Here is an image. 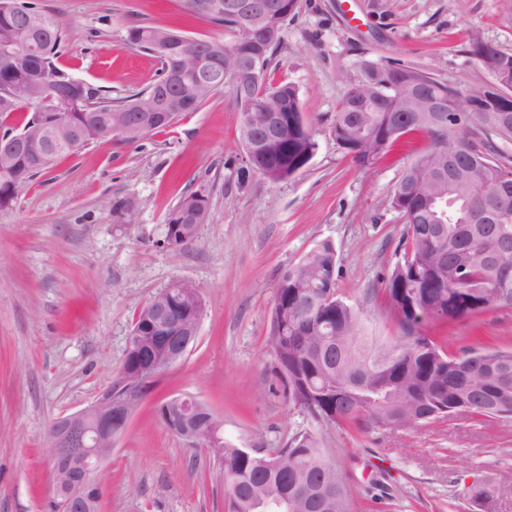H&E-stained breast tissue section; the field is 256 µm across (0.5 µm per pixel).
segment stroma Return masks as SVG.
I'll return each instance as SVG.
<instances>
[{"label": "stroma", "instance_id": "35a3bbf8", "mask_svg": "<svg viewBox=\"0 0 512 512\" xmlns=\"http://www.w3.org/2000/svg\"><path fill=\"white\" fill-rule=\"evenodd\" d=\"M67 39L59 66L112 97L156 80L161 62L129 47L135 25L230 42L223 26L186 16L181 0H34ZM512 53V0H298L269 69L293 84L317 149L280 183L252 173L231 89L135 143L92 144L58 159L0 207V512H42L51 464L47 430L98 397L120 372L140 309L176 282L197 286L195 343L153 383L105 464L101 512H225L220 462L157 420L174 395L206 403L226 441L272 456L310 430L289 404L266 346L279 272L327 240L339 294L375 335L397 334L385 282L402 256L404 220L391 204L405 168L428 144L400 138L357 165L332 122L365 62H399L457 90L490 76L471 36ZM210 201L191 246L164 243L169 212L190 194ZM453 353L482 336L512 348V307L479 319L426 322ZM348 488L349 512H470L484 479L512 512V421L450 419L411 431H321Z\"/></svg>", "mask_w": 512, "mask_h": 512}]
</instances>
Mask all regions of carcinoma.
Segmentation results:
<instances>
[{
  "instance_id": "1",
  "label": "carcinoma",
  "mask_w": 512,
  "mask_h": 512,
  "mask_svg": "<svg viewBox=\"0 0 512 512\" xmlns=\"http://www.w3.org/2000/svg\"><path fill=\"white\" fill-rule=\"evenodd\" d=\"M192 17L224 26L232 42L203 41L202 47L220 49L224 66H213L202 78L208 87L188 94L181 112H193L199 104L224 89V71L246 69L250 59L241 55L252 37L241 19L224 14V0H208L214 8L198 13L181 0ZM286 5L261 19V24L284 33L288 19L295 15L298 0H271ZM162 27L133 26L127 43L139 50L157 54L162 72L179 63L177 49L161 48L154 35ZM9 35L27 41L38 35L36 50L18 67L0 69V92L13 95L0 99V119L29 110L25 125L45 126L56 131L61 122L85 127L93 114L117 116L131 112L149 100L161 84L156 80L146 90L113 99L57 64L65 37L63 25L50 19V25L35 30L30 22L0 10V37ZM470 54L491 75L512 84V54L474 36ZM373 86L358 83L340 103L332 131L337 144L353 160L366 165L379 158L398 140L394 126L403 133L431 134L432 123L421 112H407L413 106V86L442 99L447 115H455L457 91L431 74L402 66L367 65ZM51 74L62 86V102L42 106L30 98L41 77ZM239 110L249 112L270 104L285 110L284 139L257 155L246 172H257L272 183H279L301 172L313 156L317 143L310 129L301 127L302 113L298 91L291 84L272 86L261 80L239 92ZM472 108L461 113L457 139L466 148L472 163L463 178L448 179V152L436 143L419 154L404 170L392 192L391 204L405 220V253L385 283V292L395 309L399 336L386 341L368 332L359 309L337 295L336 252L319 242L307 254V261L281 270L277 281L267 347L279 356L277 368L285 383L288 400L305 411L316 429L301 432L279 450L281 466L271 459L229 443L214 451L222 465L224 488L231 499L227 512H260V504L274 493L293 494L294 479L305 477L320 482H336L338 469L322 448L319 427L334 426L358 432L382 431L389 422L413 430L445 418L471 417L489 426L512 419V351L471 348L453 354L436 345L423 332L424 320L476 318L497 308L512 306V222L472 224L469 217L483 186L512 183V157L502 144L512 142V111L497 112L479 97L471 98ZM87 132L75 148L48 143L51 159L72 154L97 144ZM49 168L47 164H20L16 178L0 181V206L12 200L16 189ZM442 194L448 203V221L436 222L439 203L430 193ZM204 210L209 217L206 197H184L170 213L165 241L194 243L197 230L179 223L175 212ZM158 302L168 303L190 313L200 291L185 283H174L168 291L156 294ZM317 304L316 327L308 336L295 335L294 320L306 301ZM147 313L142 309L134 323L136 342L126 352L123 369L135 374L145 367L151 346L157 345L147 333ZM316 512H348L346 489L328 491Z\"/></svg>"
}]
</instances>
